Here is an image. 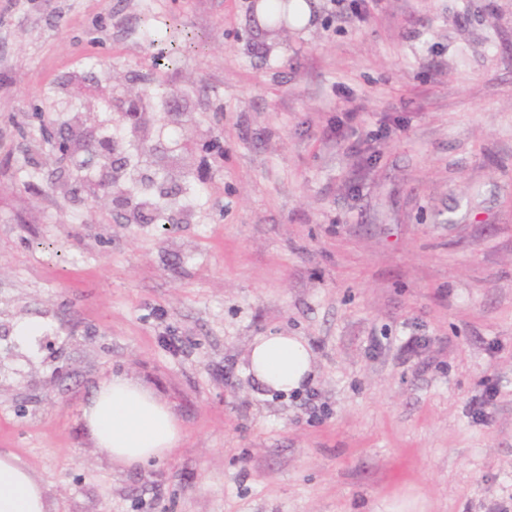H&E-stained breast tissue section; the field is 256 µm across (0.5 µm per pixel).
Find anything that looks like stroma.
I'll return each instance as SVG.
<instances>
[{
    "mask_svg": "<svg viewBox=\"0 0 512 512\" xmlns=\"http://www.w3.org/2000/svg\"><path fill=\"white\" fill-rule=\"evenodd\" d=\"M316 2L302 35L256 0H0V451L50 512L512 501V0ZM146 84L168 106L115 127ZM66 131L112 137L124 206ZM145 193L167 225L134 223ZM280 331L310 342L315 401L247 376ZM115 374L178 419L165 459L94 447L81 408Z\"/></svg>",
    "mask_w": 512,
    "mask_h": 512,
    "instance_id": "stroma-1",
    "label": "stroma"
}]
</instances>
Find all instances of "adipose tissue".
<instances>
[{
	"instance_id": "ef3b65f1",
	"label": "adipose tissue",
	"mask_w": 512,
	"mask_h": 512,
	"mask_svg": "<svg viewBox=\"0 0 512 512\" xmlns=\"http://www.w3.org/2000/svg\"><path fill=\"white\" fill-rule=\"evenodd\" d=\"M246 362L255 386L269 396L299 392L315 374L309 342L283 332L255 337ZM82 418L98 451L127 468L165 457L182 437L168 405L124 375L99 384L84 406ZM0 512H48L43 485L11 453L0 454Z\"/></svg>"
}]
</instances>
